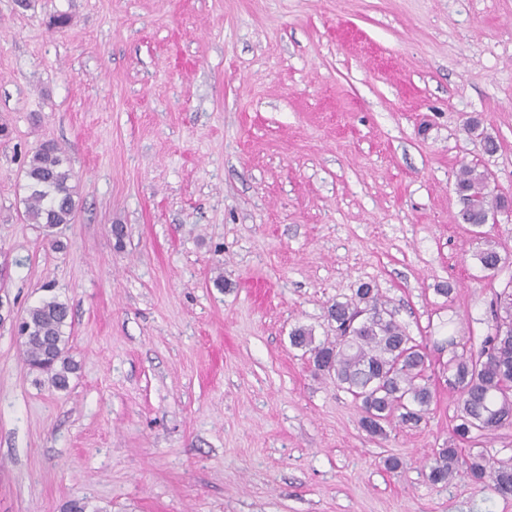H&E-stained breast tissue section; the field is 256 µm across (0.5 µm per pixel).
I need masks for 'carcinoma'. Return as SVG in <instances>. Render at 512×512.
<instances>
[{
  "instance_id": "carcinoma-1",
  "label": "carcinoma",
  "mask_w": 512,
  "mask_h": 512,
  "mask_svg": "<svg viewBox=\"0 0 512 512\" xmlns=\"http://www.w3.org/2000/svg\"><path fill=\"white\" fill-rule=\"evenodd\" d=\"M24 178L28 223L54 228L74 222L79 200L60 145L42 143L30 156ZM487 181L485 174L467 165L460 168L456 179L462 215L477 228L492 209L504 205L502 198L487 191ZM475 257L490 273L508 260L490 243ZM492 312L494 331L484 338L478 353L458 350L454 336L444 340L450 354L448 384L459 393L453 432L460 440L475 432L487 434L512 426V391L506 385L512 376V290L496 294ZM326 315L336 323L335 339L317 344L312 329L298 326L290 333L291 346L308 352L315 372L334 378L337 386L360 403V424L368 434H385L384 424L394 418L404 426H418L434 399L426 377L428 356L388 310L379 291L363 282L355 298L332 303ZM68 316L67 304L50 296L21 317L23 360L30 369L49 375L60 391L68 388L69 375L77 369L66 351ZM461 464L473 482L489 480L497 494L512 496V463L493 466L481 455L461 462L458 450L451 447L438 450L428 481L433 485L448 482Z\"/></svg>"
}]
</instances>
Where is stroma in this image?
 <instances>
[{"label":"stroma","mask_w":512,"mask_h":512,"mask_svg":"<svg viewBox=\"0 0 512 512\" xmlns=\"http://www.w3.org/2000/svg\"><path fill=\"white\" fill-rule=\"evenodd\" d=\"M0 125V512H512L426 478L448 446L512 462V428L454 439L436 349L479 351L512 281L475 258L512 257V220H455L461 165L512 197V0H0ZM50 139L80 199L51 237L23 202ZM363 281L436 394L382 437L289 341L333 338L327 306ZM51 294L64 391L14 329ZM486 247L478 250L475 254L476 259L480 263L483 270L495 273L508 260L507 255L502 256L500 251L489 241Z\"/></svg>","instance_id":"stroma-1"}]
</instances>
